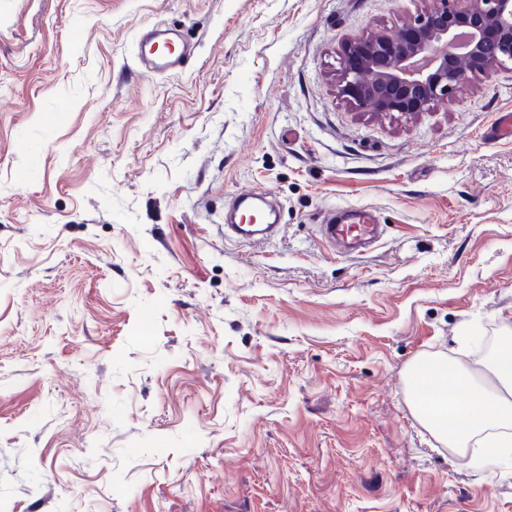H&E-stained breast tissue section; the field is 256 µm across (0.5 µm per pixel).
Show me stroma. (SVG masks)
I'll return each mask as SVG.
<instances>
[{
  "label": "stroma",
  "mask_w": 512,
  "mask_h": 512,
  "mask_svg": "<svg viewBox=\"0 0 512 512\" xmlns=\"http://www.w3.org/2000/svg\"><path fill=\"white\" fill-rule=\"evenodd\" d=\"M422 0H0V512H512L406 370L512 328V63L411 118L336 95ZM196 50L144 76L139 32ZM243 190L284 232L224 235ZM365 208L345 255L318 231Z\"/></svg>",
  "instance_id": "stroma-1"
}]
</instances>
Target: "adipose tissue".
Listing matches in <instances>:
<instances>
[{
    "mask_svg": "<svg viewBox=\"0 0 512 512\" xmlns=\"http://www.w3.org/2000/svg\"><path fill=\"white\" fill-rule=\"evenodd\" d=\"M490 371L496 387L474 382L459 363L426 357L413 363L411 407L420 422L449 447L473 440L487 448L512 447V336L497 346Z\"/></svg>",
    "mask_w": 512,
    "mask_h": 512,
    "instance_id": "adipose-tissue-1",
    "label": "adipose tissue"
}]
</instances>
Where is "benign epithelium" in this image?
Returning <instances> with one entry per match:
<instances>
[{
  "instance_id": "obj_1",
  "label": "benign epithelium",
  "mask_w": 512,
  "mask_h": 512,
  "mask_svg": "<svg viewBox=\"0 0 512 512\" xmlns=\"http://www.w3.org/2000/svg\"><path fill=\"white\" fill-rule=\"evenodd\" d=\"M512 62V0H427L394 34L345 45L338 94L362 112L416 115L451 104L470 74Z\"/></svg>"
}]
</instances>
